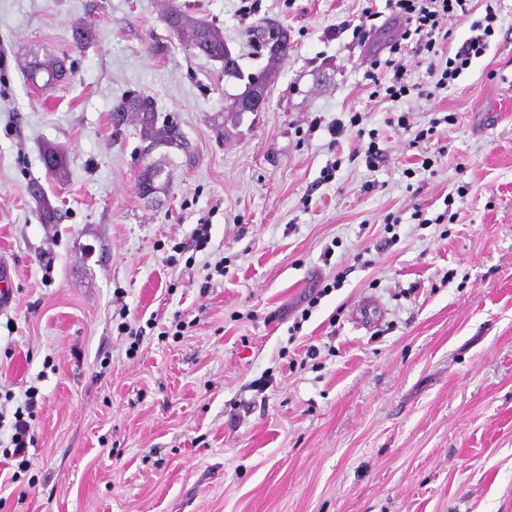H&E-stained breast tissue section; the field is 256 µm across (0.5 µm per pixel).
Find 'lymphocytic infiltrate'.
<instances>
[{
    "label": "lymphocytic infiltrate",
    "mask_w": 512,
    "mask_h": 512,
    "mask_svg": "<svg viewBox=\"0 0 512 512\" xmlns=\"http://www.w3.org/2000/svg\"><path fill=\"white\" fill-rule=\"evenodd\" d=\"M471 0H385L384 7L374 5L364 9L360 23L379 18L381 11H389L398 31L388 46L386 59H374L368 77L377 91L386 99L397 102L410 95L411 84L401 58L406 51H413L421 63L434 67L436 56H444L445 66L438 81L445 88L458 80L468 70L473 59L485 55L488 39L493 34L492 24L497 18L494 9H487L483 21L471 26L472 36L457 48L445 45L443 29L448 19L457 14H469Z\"/></svg>",
    "instance_id": "lymphocytic-infiltrate-1"
}]
</instances>
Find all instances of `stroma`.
Masks as SVG:
<instances>
[{
  "label": "stroma",
  "mask_w": 512,
  "mask_h": 512,
  "mask_svg": "<svg viewBox=\"0 0 512 512\" xmlns=\"http://www.w3.org/2000/svg\"><path fill=\"white\" fill-rule=\"evenodd\" d=\"M179 2L242 79L171 36L167 0H0V512H512V0L447 89L406 55L424 94L396 104L364 77L394 24L345 27L367 0ZM267 18L291 49L236 117ZM35 54L71 65L54 92L22 73ZM132 92L190 153L113 128ZM267 70L273 73L276 78V70L273 67H269L267 68ZM267 70L263 69L255 73H251L250 75V86H252L259 92H264L273 80L272 76L269 74ZM249 84L246 91L240 94V96L237 97L236 100L234 101L232 106L233 112H239L238 103L240 102L241 99H243V97H245L246 94L248 95L250 93ZM265 102L266 99L264 94L260 95L258 93L255 96L247 97L241 101L242 112H259L263 109ZM24 415L25 413L20 407L14 412L15 421L12 425L14 433L11 436V442L14 446L13 455L15 457H25L28 453L29 445L34 444V439L29 434L31 428L30 422Z\"/></svg>",
  "instance_id": "1"
}]
</instances>
